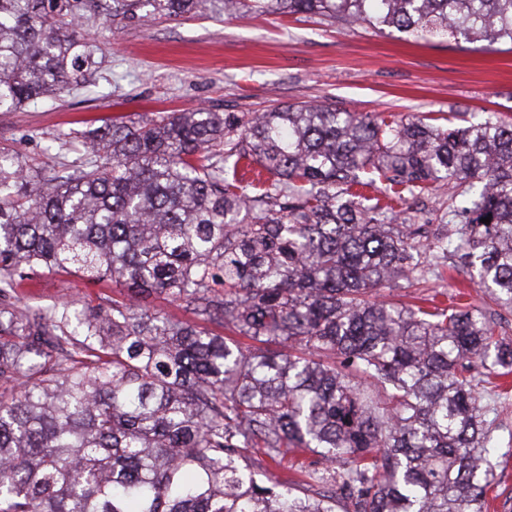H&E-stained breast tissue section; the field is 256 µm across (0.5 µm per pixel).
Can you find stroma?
Segmentation results:
<instances>
[{
	"label": "stroma",
	"instance_id": "obj_1",
	"mask_svg": "<svg viewBox=\"0 0 512 512\" xmlns=\"http://www.w3.org/2000/svg\"><path fill=\"white\" fill-rule=\"evenodd\" d=\"M220 0H202L196 16L143 25L92 16L86 33L99 64L84 88L0 112V143L42 173L81 159L79 132L120 117L153 112H264L301 102L336 103L378 118L421 112H493L512 121V50L464 39H415L367 24H327L317 16H224ZM482 293L461 271L416 288L400 282L387 301L412 302L426 291ZM111 283L85 286L59 272L41 274L24 300L48 305L72 296L91 304L112 296ZM499 454L489 512H512V397L492 400Z\"/></svg>",
	"mask_w": 512,
	"mask_h": 512
}]
</instances>
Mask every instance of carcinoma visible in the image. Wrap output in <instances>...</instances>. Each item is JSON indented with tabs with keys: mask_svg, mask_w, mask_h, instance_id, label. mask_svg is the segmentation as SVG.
Segmentation results:
<instances>
[{
	"mask_svg": "<svg viewBox=\"0 0 512 512\" xmlns=\"http://www.w3.org/2000/svg\"><path fill=\"white\" fill-rule=\"evenodd\" d=\"M198 2L0 0V112L86 80V9L145 22ZM224 9L512 43V0ZM82 145L49 175L0 145V512H483L479 389L512 373V340L470 304L380 291L442 278L451 256L512 311V123L303 102L114 119ZM441 187L448 222L418 223ZM55 270L118 295L22 301ZM145 294L195 321L139 308ZM290 454L273 481L248 464Z\"/></svg>",
	"mask_w": 512,
	"mask_h": 512,
	"instance_id": "obj_1",
	"label": "carcinoma"
}]
</instances>
